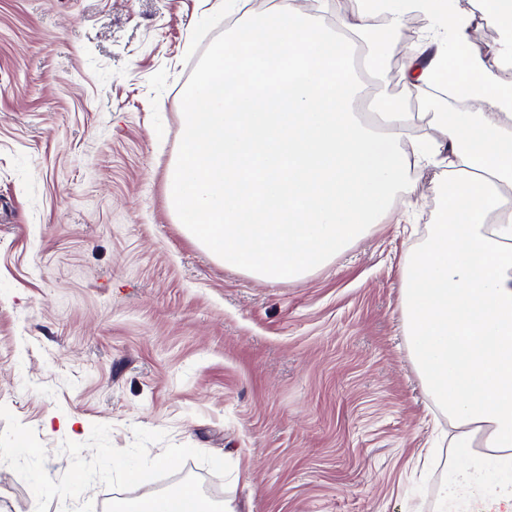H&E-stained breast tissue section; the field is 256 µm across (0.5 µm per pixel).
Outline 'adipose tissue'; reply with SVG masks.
<instances>
[{"mask_svg": "<svg viewBox=\"0 0 512 512\" xmlns=\"http://www.w3.org/2000/svg\"><path fill=\"white\" fill-rule=\"evenodd\" d=\"M424 41L405 36L411 14ZM451 0H365L332 25L296 0L234 26L188 93L168 201L185 233L218 262L260 281L320 268L409 192L410 171L448 146L444 203L402 270L410 359L457 432L435 512H512V85L472 53ZM377 65L399 49L401 82L444 86L481 112L353 110V45ZM116 512H210L195 492L120 503Z\"/></svg>", "mask_w": 512, "mask_h": 512, "instance_id": "1", "label": "adipose tissue"}]
</instances>
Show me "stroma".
Listing matches in <instances>:
<instances>
[{
	"instance_id": "stroma-1",
	"label": "stroma",
	"mask_w": 512,
	"mask_h": 512,
	"mask_svg": "<svg viewBox=\"0 0 512 512\" xmlns=\"http://www.w3.org/2000/svg\"><path fill=\"white\" fill-rule=\"evenodd\" d=\"M467 3L473 52L503 73L485 0ZM246 16L0 0V512H112L137 492L113 451L238 512H434L450 427L400 284L440 167L302 280L224 267L169 209L187 93Z\"/></svg>"
}]
</instances>
